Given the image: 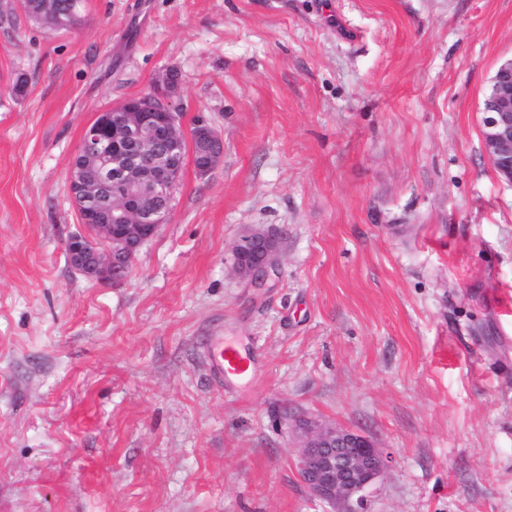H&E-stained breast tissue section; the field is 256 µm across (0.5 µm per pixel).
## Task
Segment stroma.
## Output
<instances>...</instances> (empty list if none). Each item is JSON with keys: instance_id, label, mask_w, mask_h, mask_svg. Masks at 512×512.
I'll use <instances>...</instances> for the list:
<instances>
[{"instance_id": "obj_1", "label": "stroma", "mask_w": 512, "mask_h": 512, "mask_svg": "<svg viewBox=\"0 0 512 512\" xmlns=\"http://www.w3.org/2000/svg\"><path fill=\"white\" fill-rule=\"evenodd\" d=\"M510 60L512 0H85L68 31L0 0V512H334L301 419L391 456L371 512H512V184L481 137ZM172 69L224 156L123 283L87 279L72 158ZM267 229L257 292L231 249ZM280 236L253 231L241 236L232 249L234 271L252 288H270L279 267ZM210 360L217 375L228 382L243 380L250 376L252 361L229 343H224L223 336H210L208 340Z\"/></svg>"}]
</instances>
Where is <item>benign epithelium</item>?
<instances>
[{"instance_id":"obj_1","label":"benign epithelium","mask_w":512,"mask_h":512,"mask_svg":"<svg viewBox=\"0 0 512 512\" xmlns=\"http://www.w3.org/2000/svg\"><path fill=\"white\" fill-rule=\"evenodd\" d=\"M493 81L495 92L482 105L485 151L498 174L512 182V60L503 63ZM177 74L165 79L160 94L132 98L102 112L85 128L78 153L93 161L88 179L71 167L69 192L86 231L67 242L70 266L89 279L117 284L126 278L141 247L166 223L173 188L181 168L166 159L184 142L192 147V163L203 177L220 162L224 143L206 121L184 131L179 114L159 96L171 97ZM280 236L253 231L232 249L234 271L252 288H267L279 267ZM305 441L296 468L309 493L335 504L339 512H368L375 486L390 456L364 435L329 426L299 423Z\"/></svg>"}]
</instances>
